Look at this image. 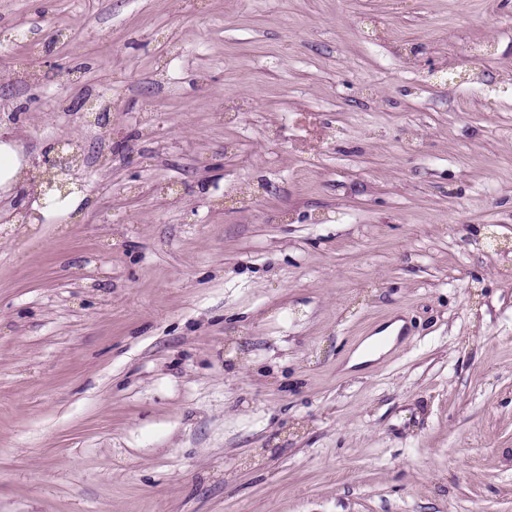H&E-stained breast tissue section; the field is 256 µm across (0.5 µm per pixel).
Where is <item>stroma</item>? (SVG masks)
Here are the masks:
<instances>
[{"mask_svg": "<svg viewBox=\"0 0 512 512\" xmlns=\"http://www.w3.org/2000/svg\"><path fill=\"white\" fill-rule=\"evenodd\" d=\"M511 72L512 0H0L87 185L0 223V512H512ZM399 325L396 324L379 335L372 336L366 342L367 349L360 354L357 358L358 362L365 361H373L376 360L382 352H384L383 348L380 347V344L389 345L392 343L395 336H391L390 334L395 333L398 330Z\"/></svg>", "mask_w": 512, "mask_h": 512, "instance_id": "stroma-1", "label": "stroma"}]
</instances>
